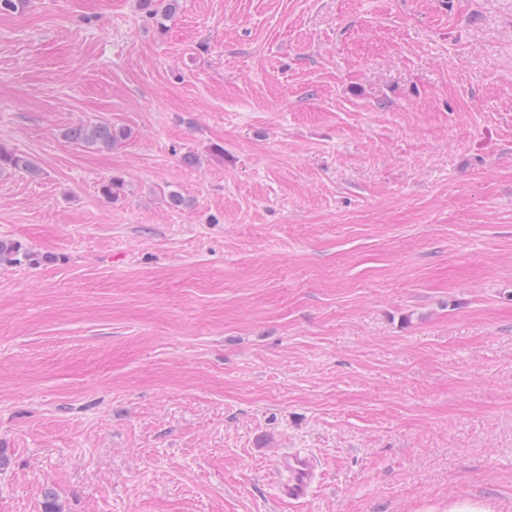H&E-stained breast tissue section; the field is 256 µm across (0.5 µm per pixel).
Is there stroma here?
<instances>
[{
  "instance_id": "1",
  "label": "stroma",
  "mask_w": 512,
  "mask_h": 512,
  "mask_svg": "<svg viewBox=\"0 0 512 512\" xmlns=\"http://www.w3.org/2000/svg\"><path fill=\"white\" fill-rule=\"evenodd\" d=\"M0 144V512H512V0H25ZM62 136L65 140L85 149L108 151L125 141L129 133L123 127L100 120L69 126L64 129ZM24 171L31 176L39 175V167L29 156L0 145V170ZM315 469L316 462L310 454L301 451L289 452L278 469L282 495L293 500L305 499L309 495ZM283 470L288 473V480L282 479Z\"/></svg>"
}]
</instances>
